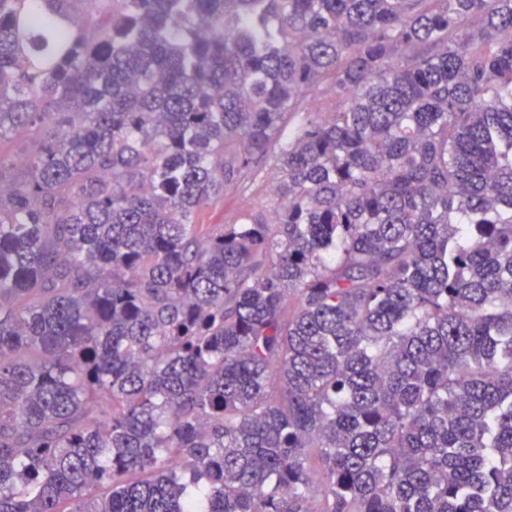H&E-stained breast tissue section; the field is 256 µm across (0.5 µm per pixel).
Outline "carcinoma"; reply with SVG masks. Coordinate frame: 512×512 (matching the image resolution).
I'll return each instance as SVG.
<instances>
[{"mask_svg": "<svg viewBox=\"0 0 512 512\" xmlns=\"http://www.w3.org/2000/svg\"><path fill=\"white\" fill-rule=\"evenodd\" d=\"M18 129L0 512H512V0H0ZM40 147L41 141L35 135L19 132L2 142L1 152L15 175L21 176L25 172L27 160L38 153ZM278 178L277 170L267 166L257 182L248 190L236 185L224 188V196L198 214V224H230L241 221L257 211L273 209V188Z\"/></svg>", "mask_w": 512, "mask_h": 512, "instance_id": "cac0c4a2", "label": "carcinoma"}]
</instances>
